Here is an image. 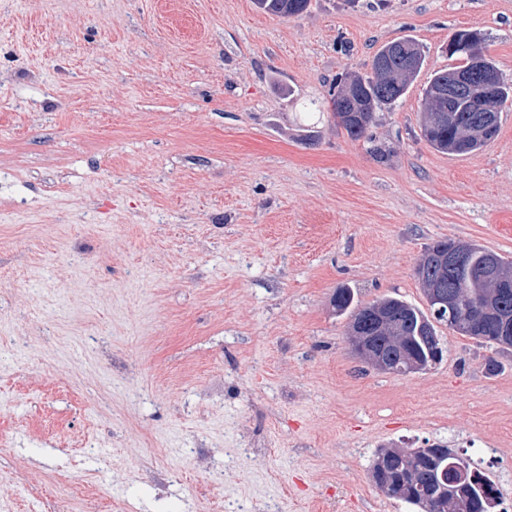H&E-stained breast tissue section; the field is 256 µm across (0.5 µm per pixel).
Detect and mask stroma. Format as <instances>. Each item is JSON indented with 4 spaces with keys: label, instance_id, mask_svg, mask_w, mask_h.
I'll use <instances>...</instances> for the list:
<instances>
[{
    "label": "stroma",
    "instance_id": "1",
    "mask_svg": "<svg viewBox=\"0 0 512 512\" xmlns=\"http://www.w3.org/2000/svg\"><path fill=\"white\" fill-rule=\"evenodd\" d=\"M463 29L512 82V0H0V512H86L47 509L56 485L112 512H415L370 469L435 443L512 512V349L441 324L440 363L387 374L331 306L426 308L438 240L512 260V102L468 155L420 131ZM404 36L422 69L349 138L330 83ZM260 11L281 18L298 16L309 8L310 0H254Z\"/></svg>",
    "mask_w": 512,
    "mask_h": 512
}]
</instances>
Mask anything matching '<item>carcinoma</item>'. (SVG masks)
Masks as SVG:
<instances>
[{
  "label": "carcinoma",
  "mask_w": 512,
  "mask_h": 512,
  "mask_svg": "<svg viewBox=\"0 0 512 512\" xmlns=\"http://www.w3.org/2000/svg\"><path fill=\"white\" fill-rule=\"evenodd\" d=\"M254 5L264 13L288 18L307 11L310 0H254ZM415 45L417 42L408 36L389 42L373 57V60L380 62V66L371 67L370 74L347 75L333 83L336 92L331 94L332 115L351 139L373 140L368 130L374 122L375 114L393 108L405 95L416 75V72L407 70L406 52ZM451 56L458 57L460 64L435 73L424 90L425 107L420 129L423 138L435 150L448 155H466L484 148L497 135L502 107L512 100V83L501 82L492 102V112H445L443 108H458L461 102L447 99L436 105L432 101V88L444 82L453 83L468 69L471 62L465 52H453ZM349 91L359 96V103L372 107V110L349 112L345 116L338 112V99ZM445 245L453 246L460 252L462 265L447 271L430 259L424 268L417 270L418 277L427 285L439 277L446 289L463 294L467 303L489 307L495 316L480 323L472 321L471 313L463 307L456 313V317L471 324L472 338L479 342H484L486 336H503L505 340L499 343V347L511 348L512 260L497 256L499 277L490 280L485 272L488 256L486 249L476 244L444 239L427 246V250L437 251ZM379 303L388 311L390 321L387 327L377 331V336L383 342L385 351L396 358L401 357V346L389 342L387 337L404 336L406 346L413 353L427 357L435 355V350L440 346V341L436 340L435 324L444 322L448 328H453L446 312L436 313L431 308L426 314L396 297L381 298ZM332 305L341 314L350 313L352 321L367 309L365 305L354 304V294L348 288L336 290ZM406 453L416 459L414 483L403 491L399 500L423 512V498L440 496L444 498L447 512H494L500 491L489 476L472 465L470 459L440 444L409 448ZM437 456L445 457L447 463H463L468 474L472 475L470 488L442 489L427 465V460Z\"/></svg>",
  "instance_id": "1"
}]
</instances>
